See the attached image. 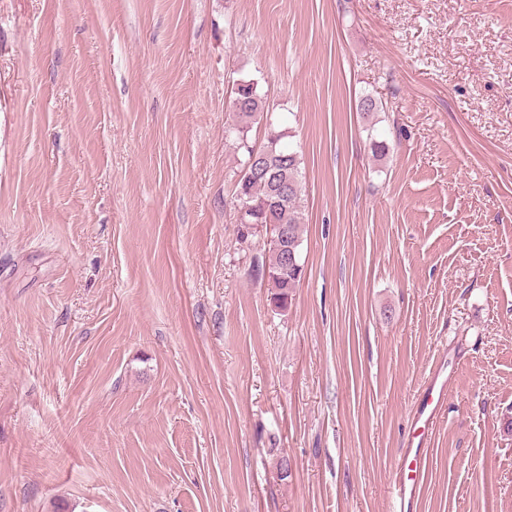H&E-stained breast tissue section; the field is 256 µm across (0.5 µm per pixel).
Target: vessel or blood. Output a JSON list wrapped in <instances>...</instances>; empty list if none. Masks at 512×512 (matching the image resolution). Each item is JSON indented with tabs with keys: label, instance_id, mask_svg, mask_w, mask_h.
<instances>
[{
	"label": "vessel or blood",
	"instance_id": "1",
	"mask_svg": "<svg viewBox=\"0 0 512 512\" xmlns=\"http://www.w3.org/2000/svg\"><path fill=\"white\" fill-rule=\"evenodd\" d=\"M448 395L447 387H440L437 397L422 395L415 405L412 421L421 424L420 433L412 434L409 446L394 464L398 479L394 485L393 496L399 512H413L418 495L424 484L430 451L429 433L437 422Z\"/></svg>",
	"mask_w": 512,
	"mask_h": 512
}]
</instances>
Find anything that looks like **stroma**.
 I'll return each mask as SVG.
<instances>
[{"mask_svg": "<svg viewBox=\"0 0 512 512\" xmlns=\"http://www.w3.org/2000/svg\"><path fill=\"white\" fill-rule=\"evenodd\" d=\"M239 79L302 158L283 312ZM437 367L416 512H512V0H0V512H395ZM439 375H434L421 399L415 405L412 414L413 432L409 440V448L399 456L394 464L398 479L394 485L393 496L397 501L399 512L414 510L418 495L424 484L427 462L430 451L429 432L437 422L448 395V380L441 383L438 398L433 405L432 396ZM431 396V397H430ZM423 426L416 428L418 423ZM422 428L423 430L416 434Z\"/></svg>", "mask_w": 512, "mask_h": 512, "instance_id": "stroma-1", "label": "stroma"}]
</instances>
